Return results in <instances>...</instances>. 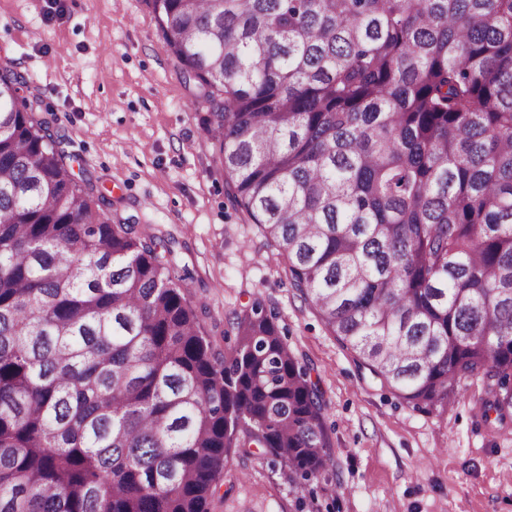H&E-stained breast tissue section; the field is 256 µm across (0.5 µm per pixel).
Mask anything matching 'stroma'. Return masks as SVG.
Wrapping results in <instances>:
<instances>
[{
  "mask_svg": "<svg viewBox=\"0 0 512 512\" xmlns=\"http://www.w3.org/2000/svg\"><path fill=\"white\" fill-rule=\"evenodd\" d=\"M1 66L27 78L33 117L109 199L112 223L177 241L215 350L228 348V315L258 301L278 309L290 349L320 379L337 483L298 496L279 462L235 448L211 512H512V420L484 423L476 379L441 415L357 369L228 197L208 106L193 102L149 0H0Z\"/></svg>",
  "mask_w": 512,
  "mask_h": 512,
  "instance_id": "1",
  "label": "stroma"
}]
</instances>
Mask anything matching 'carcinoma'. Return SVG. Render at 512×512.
<instances>
[{"mask_svg": "<svg viewBox=\"0 0 512 512\" xmlns=\"http://www.w3.org/2000/svg\"><path fill=\"white\" fill-rule=\"evenodd\" d=\"M236 204L418 410L512 418V0H150ZM0 69V512H210L233 448L329 481L324 393L260 302L214 351Z\"/></svg>", "mask_w": 512, "mask_h": 512, "instance_id": "1", "label": "carcinoma"}]
</instances>
